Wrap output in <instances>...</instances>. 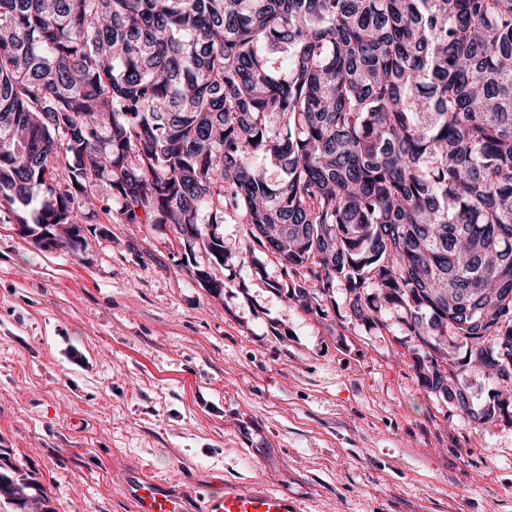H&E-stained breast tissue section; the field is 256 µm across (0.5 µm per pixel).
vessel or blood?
<instances>
[{"instance_id":"1","label":"vessel or blood","mask_w":512,"mask_h":512,"mask_svg":"<svg viewBox=\"0 0 512 512\" xmlns=\"http://www.w3.org/2000/svg\"><path fill=\"white\" fill-rule=\"evenodd\" d=\"M132 512H301L300 500L267 486L215 485L205 480L185 488L155 476L150 466L114 469Z\"/></svg>"}]
</instances>
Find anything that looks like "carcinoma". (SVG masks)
<instances>
[{"label": "carcinoma", "mask_w": 512, "mask_h": 512, "mask_svg": "<svg viewBox=\"0 0 512 512\" xmlns=\"http://www.w3.org/2000/svg\"><path fill=\"white\" fill-rule=\"evenodd\" d=\"M99 182L220 265L200 225L240 212L303 311L401 310L421 386L468 393L512 359V0H0V211L73 251ZM458 408L512 422V381ZM46 497L0 463V512Z\"/></svg>", "instance_id": "1"}]
</instances>
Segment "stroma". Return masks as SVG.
<instances>
[{"label": "stroma", "instance_id": "obj_1", "mask_svg": "<svg viewBox=\"0 0 512 512\" xmlns=\"http://www.w3.org/2000/svg\"><path fill=\"white\" fill-rule=\"evenodd\" d=\"M80 225L73 252L0 212V448L52 512H131L117 456L182 486L266 483L304 512H512V424L422 388L401 311L364 327L342 289L302 311L231 212L220 265L169 224Z\"/></svg>", "mask_w": 512, "mask_h": 512}]
</instances>
